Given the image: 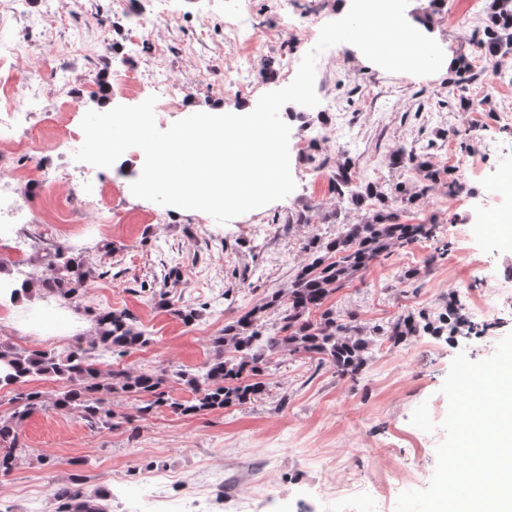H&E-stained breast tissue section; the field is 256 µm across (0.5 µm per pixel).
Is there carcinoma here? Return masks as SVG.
I'll return each instance as SVG.
<instances>
[{
  "mask_svg": "<svg viewBox=\"0 0 512 512\" xmlns=\"http://www.w3.org/2000/svg\"><path fill=\"white\" fill-rule=\"evenodd\" d=\"M476 48L493 63L512 52V0H491L489 24L476 41ZM406 161L414 164L424 179L436 178L430 163L419 156L402 149L393 159L395 164ZM350 197L356 206L366 197L374 198L382 208L362 224L344 225L330 241L317 237L307 240L304 249L310 262L302 267L288 291L272 295L263 305L224 325V333L212 339L211 358L193 372L178 373L180 383L194 394L192 399L169 398L161 374L142 371L133 376L118 366L101 370L99 360L104 355L110 354L117 361L148 341L146 331L136 326L124 309L100 313L90 342L64 356L26 351L0 340V389L18 385L33 375L62 380L65 386L51 397L52 406L63 413L81 414L91 426L106 427L113 418L107 403L117 393L135 397V417L141 420L154 416L162 407L176 415H190L230 404H250L269 391L262 372L272 353L317 355L329 363L337 377L354 381L378 342L396 345L420 332L438 333L450 322L468 323L464 305L455 296L448 299L436 322L420 312L398 319L387 329H368L352 316L344 321L325 307L334 291L368 269L381 255L433 236L429 224L397 222L383 209L385 195L372 186L352 192ZM55 259L52 291L63 300H72L87 283L91 270L73 258H65V251L60 248ZM271 308L281 310L282 335L265 329L263 314ZM316 312L320 317L314 319ZM44 402L45 396L33 390L17 391L12 396L9 417L0 419V473H10L15 465L20 446L17 427ZM55 498L59 502L57 512H106V507L96 503L102 495L89 493L79 474L57 488Z\"/></svg>",
  "mask_w": 512,
  "mask_h": 512,
  "instance_id": "carcinoma-1",
  "label": "carcinoma"
}]
</instances>
